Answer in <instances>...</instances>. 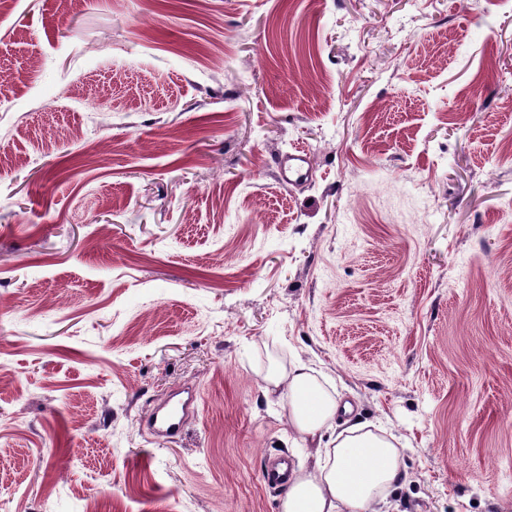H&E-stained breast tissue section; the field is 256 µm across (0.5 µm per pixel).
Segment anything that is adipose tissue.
<instances>
[{
	"instance_id": "obj_1",
	"label": "adipose tissue",
	"mask_w": 512,
	"mask_h": 512,
	"mask_svg": "<svg viewBox=\"0 0 512 512\" xmlns=\"http://www.w3.org/2000/svg\"><path fill=\"white\" fill-rule=\"evenodd\" d=\"M270 388L288 389V417L303 443L318 447L315 467L295 472L282 512H373L403 478L402 451L385 437L353 425L324 447L338 411L334 397L300 362L271 372Z\"/></svg>"
}]
</instances>
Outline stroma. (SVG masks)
<instances>
[{
  "mask_svg": "<svg viewBox=\"0 0 512 512\" xmlns=\"http://www.w3.org/2000/svg\"><path fill=\"white\" fill-rule=\"evenodd\" d=\"M0 75V512H281L296 360L512 512V0H13ZM198 395L193 386H186L155 405L147 414L145 425L155 439L170 440L181 435L188 418L195 412ZM290 469L291 465L288 462V458L279 456L265 464L261 470V477L267 486L283 489L288 485V472Z\"/></svg>",
  "mask_w": 512,
  "mask_h": 512,
  "instance_id": "35a3bbf8",
  "label": "stroma"
}]
</instances>
